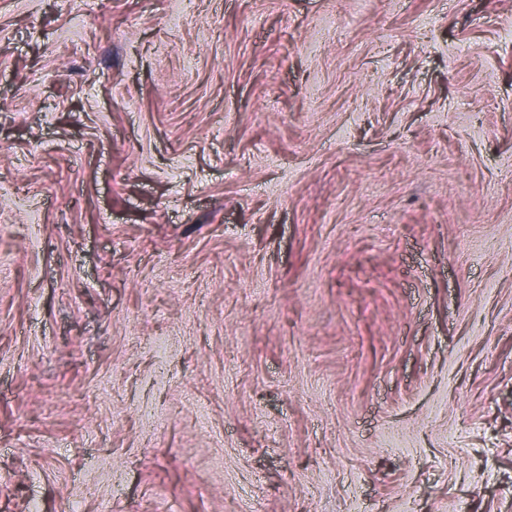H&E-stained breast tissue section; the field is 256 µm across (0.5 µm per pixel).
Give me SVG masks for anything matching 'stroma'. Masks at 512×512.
I'll return each instance as SVG.
<instances>
[{"instance_id":"35a3bbf8","label":"stroma","mask_w":512,"mask_h":512,"mask_svg":"<svg viewBox=\"0 0 512 512\" xmlns=\"http://www.w3.org/2000/svg\"><path fill=\"white\" fill-rule=\"evenodd\" d=\"M182 8L0 0V512H512V0Z\"/></svg>"}]
</instances>
